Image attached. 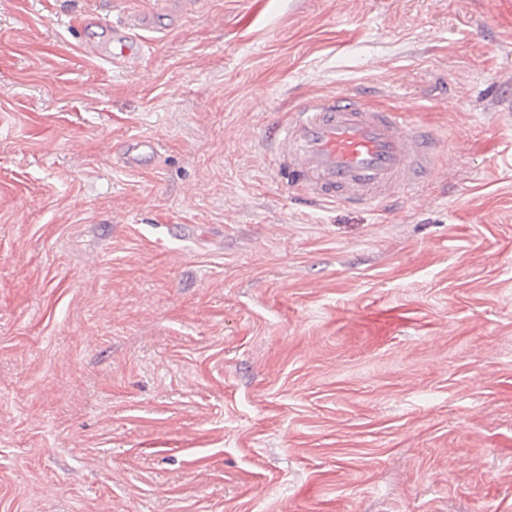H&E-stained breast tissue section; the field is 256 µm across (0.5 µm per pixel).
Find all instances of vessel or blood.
Returning <instances> with one entry per match:
<instances>
[{"instance_id": "vessel-or-blood-1", "label": "vessel or blood", "mask_w": 512, "mask_h": 512, "mask_svg": "<svg viewBox=\"0 0 512 512\" xmlns=\"http://www.w3.org/2000/svg\"><path fill=\"white\" fill-rule=\"evenodd\" d=\"M99 25V19H88L80 44L98 61L126 68L152 49L137 22L114 21L106 44L94 33ZM264 139L278 184L321 207L375 208L423 191L445 157L440 140L419 127L409 110L374 108L365 97L344 92L301 95L285 116L267 125ZM156 152L154 140L136 138L122 158L140 167Z\"/></svg>"}]
</instances>
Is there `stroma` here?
<instances>
[{"instance_id":"stroma-1","label":"stroma","mask_w":512,"mask_h":512,"mask_svg":"<svg viewBox=\"0 0 512 512\" xmlns=\"http://www.w3.org/2000/svg\"><path fill=\"white\" fill-rule=\"evenodd\" d=\"M164 2L0 0V512H512V0ZM360 88L448 159L303 207L261 133ZM103 25L99 19H88L83 28L80 48L87 55L111 65L112 68H127L148 54L153 41L139 34V22L136 20H117L109 26L112 40L103 44L97 40L93 28ZM157 152V145L150 138H136L127 142L123 149L122 158L129 167H141Z\"/></svg>"}]
</instances>
